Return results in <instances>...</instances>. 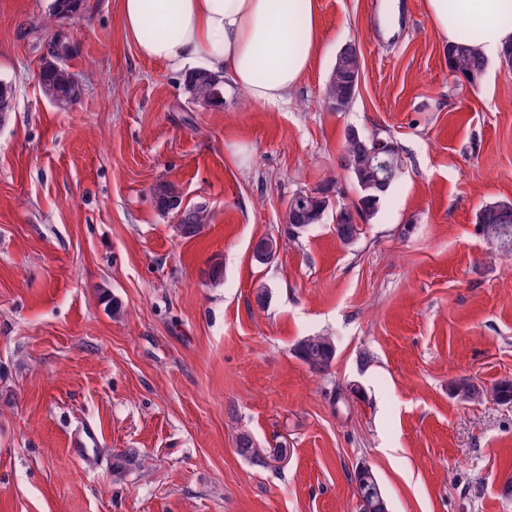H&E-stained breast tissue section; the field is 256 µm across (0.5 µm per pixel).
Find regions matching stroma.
<instances>
[{
    "label": "stroma",
    "mask_w": 512,
    "mask_h": 512,
    "mask_svg": "<svg viewBox=\"0 0 512 512\" xmlns=\"http://www.w3.org/2000/svg\"><path fill=\"white\" fill-rule=\"evenodd\" d=\"M49 3L0 0L15 98L0 123V512H358L359 466L390 512H512V404L451 392L512 379V255L476 222L512 201V65L452 72L425 0H400L386 35L382 0H316L321 54L283 109L230 86L202 106L125 39L120 0L53 23ZM55 35L83 86L66 111L38 79ZM350 43L362 82L334 112L324 89ZM350 128L397 142L399 177L351 245L328 212L288 239L294 194L355 201ZM162 183L207 209L198 236L157 210ZM267 237L279 247L260 263ZM317 334L336 345L324 373L293 352ZM88 421L104 436L91 466L71 447ZM243 433L285 460L240 456ZM453 395L463 402H480L485 390L470 378H461L452 385Z\"/></svg>",
    "instance_id": "obj_1"
}]
</instances>
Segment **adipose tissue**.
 Returning <instances> with one entry per match:
<instances>
[{"mask_svg":"<svg viewBox=\"0 0 512 512\" xmlns=\"http://www.w3.org/2000/svg\"><path fill=\"white\" fill-rule=\"evenodd\" d=\"M126 40L173 71L203 61L247 98L281 110L320 54L315 0H120ZM437 35L498 56L512 45V0H427Z\"/></svg>","mask_w":512,"mask_h":512,"instance_id":"adipose-tissue-1","label":"adipose tissue"}]
</instances>
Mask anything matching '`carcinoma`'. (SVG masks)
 Here are the masks:
<instances>
[{
	"mask_svg": "<svg viewBox=\"0 0 512 512\" xmlns=\"http://www.w3.org/2000/svg\"><path fill=\"white\" fill-rule=\"evenodd\" d=\"M85 0H51L49 19L60 20L73 18L84 9ZM60 44L52 39L48 45ZM62 45V44H60ZM448 64L452 71L471 81L477 80L485 70L486 60L468 46L448 45ZM70 46L62 45V54L56 57H42L39 70V82L44 94L60 109L67 110L81 98L83 90L77 88L78 79L70 70L68 59ZM362 57L355 52L336 55V61L325 86L324 94L338 98L350 105L358 88L347 82V74L359 72ZM224 76L214 74L205 68H197L184 76V87L196 103L209 106L223 100ZM14 90L11 84L0 80V118L13 109ZM344 155L354 158L355 165L349 175L357 191L356 202L347 206L336 207L333 229L337 239L344 245L351 244L362 231L354 218L366 222L377 211L382 198L386 195L392 182L378 179L372 157L366 153L358 142L349 138L344 140ZM155 204L162 213L175 211L180 214L178 232L183 238H193L200 233L202 226L209 222V213L203 207H182V196L172 184H161L155 190ZM329 208V199L322 192L310 195H296L288 202V212L304 224L317 223ZM477 223L481 224L484 237L506 255L512 254V203L495 201L485 204L478 212ZM295 355L312 371L327 372L336 357V346L329 336L313 335L300 340L294 347ZM453 395L463 402H480L485 390L470 378H461L452 385ZM238 453L260 467L267 466L268 454H261L254 448L253 439L248 434H241L237 439ZM360 500L359 512H389L388 501L381 495L379 483L371 479L357 482Z\"/></svg>",
	"mask_w": 512,
	"mask_h": 512,
	"instance_id": "1",
	"label": "carcinoma"
}]
</instances>
